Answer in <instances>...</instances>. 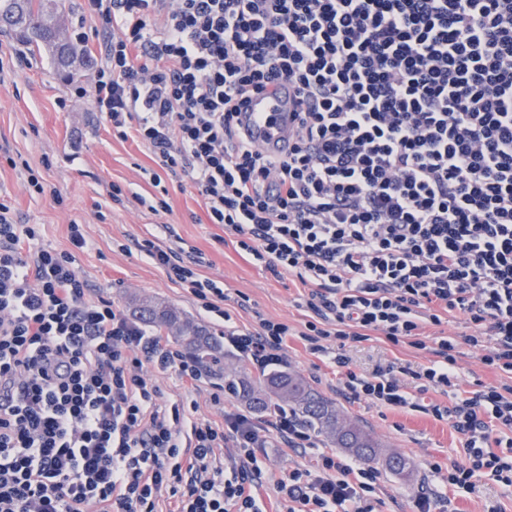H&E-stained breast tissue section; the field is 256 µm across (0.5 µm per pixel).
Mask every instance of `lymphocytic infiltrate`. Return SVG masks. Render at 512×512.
<instances>
[{
    "label": "lymphocytic infiltrate",
    "instance_id": "1",
    "mask_svg": "<svg viewBox=\"0 0 512 512\" xmlns=\"http://www.w3.org/2000/svg\"><path fill=\"white\" fill-rule=\"evenodd\" d=\"M95 20L89 97L119 138L188 178L210 223L272 275L296 274L311 353L346 371L351 400L406 408L402 376L449 394L424 413L462 435L448 486L486 472L512 488V0H82ZM288 81L297 136L287 158L240 135L249 94ZM0 202V512H264L259 427L170 404L156 373L200 383L186 353L92 295L74 252L38 245ZM138 248L203 310L224 289L202 252ZM465 316L464 340L500 377L459 397L457 344L426 327ZM224 340L279 364L290 328L258 317ZM382 332L429 347L427 363L349 370L347 340ZM233 442L230 468L218 450ZM378 478L335 454L285 472L286 512H374Z\"/></svg>",
    "mask_w": 512,
    "mask_h": 512
}]
</instances>
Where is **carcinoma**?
I'll list each match as a JSON object with an SVG mask.
<instances>
[{
    "mask_svg": "<svg viewBox=\"0 0 512 512\" xmlns=\"http://www.w3.org/2000/svg\"><path fill=\"white\" fill-rule=\"evenodd\" d=\"M61 14V0H3L0 3L3 28L15 32L36 52L43 47L51 50L58 68L72 79L76 76L71 70L76 49L62 36ZM132 315L172 337L209 373L224 377V382L249 408L267 411L274 405H285L334 447L367 462H380L394 474L412 473L409 458L386 451L364 426L340 420L335 405L301 377L286 371L251 377L237 373L224 361V346L218 337L191 317L161 303L135 304Z\"/></svg>",
    "mask_w": 512,
    "mask_h": 512,
    "instance_id": "carcinoma-1",
    "label": "carcinoma"
}]
</instances>
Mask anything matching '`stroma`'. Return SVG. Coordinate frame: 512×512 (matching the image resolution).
<instances>
[{
    "label": "stroma",
    "instance_id": "1",
    "mask_svg": "<svg viewBox=\"0 0 512 512\" xmlns=\"http://www.w3.org/2000/svg\"><path fill=\"white\" fill-rule=\"evenodd\" d=\"M71 84L57 72L51 58L32 51L14 34L0 31V200L8 201L17 220L36 225L39 243L59 251L70 250L68 227L82 224L88 249L75 253L74 265L92 293L129 310L135 297L156 298L187 313L215 335L225 329L246 330L256 326V314L288 323L294 334L282 351L280 370L297 374L330 399L344 419L356 420L370 429L384 448L408 456L414 464L410 476L380 470L376 481L375 512H412L413 500L422 486L448 492L454 512H486L497 505L512 512V490L502 489L491 476L476 475L472 489L449 490L447 467L461 461V437L448 421L411 409H387L364 401H351L342 393L347 370L368 373L377 364L398 366L423 364L428 350L410 343L392 345L379 332L360 341H347L349 369L336 367L327 358L311 354L296 332L307 319L302 305L303 287L291 273L273 276L253 264L234 243L220 242L223 230L209 223L203 200L185 180L162 175L150 179L157 166L151 153L137 141L113 136L111 128L95 112L90 100L69 95ZM26 160L27 168L11 167L8 157ZM51 167H43V158ZM40 173L42 192L27 187V169ZM124 190L125 203L108 206L112 185ZM167 188V211L154 213L160 188ZM62 203H55V196ZM151 239L167 248L176 241L204 253L203 275L224 284V310L229 319L218 325L182 288L141 254L136 243ZM455 371L458 393L468 396L477 385H495L499 376L483 365L480 354L459 344ZM168 401L195 402L197 417L221 420L224 411L247 413L236 396L224 404L214 401L224 387L222 378H205L191 388L171 373L158 375ZM265 446L257 453L265 479L259 497L267 512H282L283 501L273 482L294 467L316 469L321 454L330 452L323 437L315 447L291 449L271 433H264ZM440 472H433V465Z\"/></svg>",
    "mask_w": 512,
    "mask_h": 512
}]
</instances>
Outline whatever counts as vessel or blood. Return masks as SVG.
<instances>
[{"label":"vessel or blood","mask_w":512,"mask_h":512,"mask_svg":"<svg viewBox=\"0 0 512 512\" xmlns=\"http://www.w3.org/2000/svg\"><path fill=\"white\" fill-rule=\"evenodd\" d=\"M294 96V88L288 85L278 96H252L237 117L243 131L272 156L286 157L293 142L289 114Z\"/></svg>","instance_id":"1"}]
</instances>
